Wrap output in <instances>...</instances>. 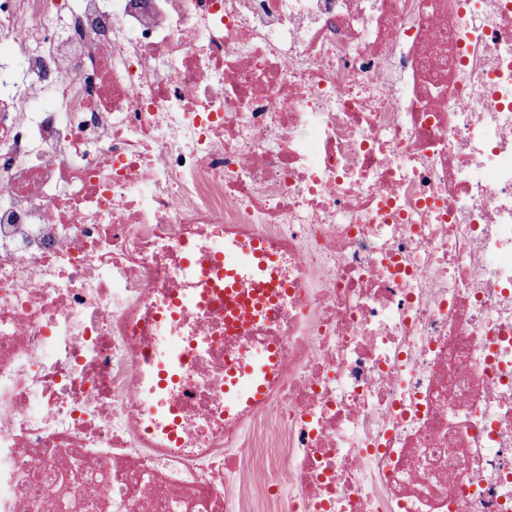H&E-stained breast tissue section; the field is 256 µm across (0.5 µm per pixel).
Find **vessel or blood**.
<instances>
[{
  "instance_id": "b4317fda",
  "label": "vessel or blood",
  "mask_w": 512,
  "mask_h": 512,
  "mask_svg": "<svg viewBox=\"0 0 512 512\" xmlns=\"http://www.w3.org/2000/svg\"><path fill=\"white\" fill-rule=\"evenodd\" d=\"M278 257L259 241H230L217 252L210 268L196 274V291L180 302L181 309L224 304V326L232 332L244 331L275 297L287 293L288 285L275 276ZM182 349L170 336H162L154 361L160 379L175 378L184 363ZM279 364L277 353L267 351L236 363L224 380V409L231 412L241 405L261 402Z\"/></svg>"
}]
</instances>
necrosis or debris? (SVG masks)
<instances>
[{"label":"necrosis or debris","mask_w":512,"mask_h":512,"mask_svg":"<svg viewBox=\"0 0 512 512\" xmlns=\"http://www.w3.org/2000/svg\"><path fill=\"white\" fill-rule=\"evenodd\" d=\"M0 512H512V0H0ZM277 264V255L259 241L247 245L235 237L210 268L196 273L199 288L178 305L187 310L224 299V327L242 332L275 297L288 293V284L275 277ZM172 336H162L154 362L160 377V384L164 383L165 379H174L180 367L184 363L185 355L181 348H176L171 341ZM278 364L279 357L271 350L236 363L224 380V411L261 402L267 396Z\"/></svg>","instance_id":"obj_1"}]
</instances>
